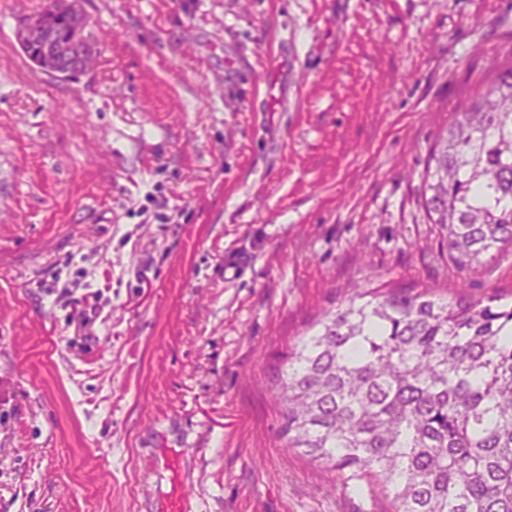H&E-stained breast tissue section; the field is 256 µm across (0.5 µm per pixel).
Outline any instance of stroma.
Returning <instances> with one entry per match:
<instances>
[{
  "label": "stroma",
  "instance_id": "35a3bbf8",
  "mask_svg": "<svg viewBox=\"0 0 512 512\" xmlns=\"http://www.w3.org/2000/svg\"><path fill=\"white\" fill-rule=\"evenodd\" d=\"M0 0V512H388L280 437L273 377L347 285L491 291L422 205L512 60V0H83L61 80Z\"/></svg>",
  "mask_w": 512,
  "mask_h": 512
}]
</instances>
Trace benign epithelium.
I'll list each match as a JSON object with an SVG mask.
<instances>
[{"label": "benign epithelium", "mask_w": 512, "mask_h": 512, "mask_svg": "<svg viewBox=\"0 0 512 512\" xmlns=\"http://www.w3.org/2000/svg\"><path fill=\"white\" fill-rule=\"evenodd\" d=\"M51 13L68 17L64 35H57L49 26ZM89 27V18L81 14L78 0H48L46 10L19 23L16 37L25 48L38 47L33 61L42 71L56 78L73 79L87 73V61L98 55Z\"/></svg>", "instance_id": "benign-epithelium-1"}]
</instances>
